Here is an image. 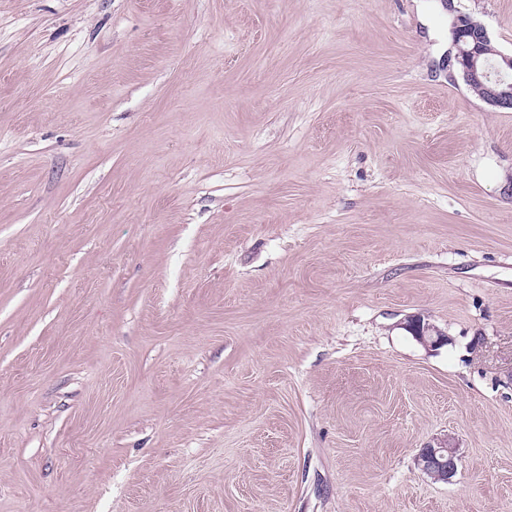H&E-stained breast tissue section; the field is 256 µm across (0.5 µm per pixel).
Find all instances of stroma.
<instances>
[{"instance_id":"35a3bbf8","label":"stroma","mask_w":512,"mask_h":512,"mask_svg":"<svg viewBox=\"0 0 512 512\" xmlns=\"http://www.w3.org/2000/svg\"><path fill=\"white\" fill-rule=\"evenodd\" d=\"M460 14L512 53V0H0V512H512ZM406 328L419 342L429 347H436L444 337L438 329L429 323H424L421 319H411ZM439 446L422 448L417 459L423 474L434 483H448L456 474L458 456L456 448L443 441Z\"/></svg>"}]
</instances>
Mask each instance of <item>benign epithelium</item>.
I'll list each match as a JSON object with an SVG mask.
<instances>
[{
    "instance_id": "1",
    "label": "benign epithelium",
    "mask_w": 512,
    "mask_h": 512,
    "mask_svg": "<svg viewBox=\"0 0 512 512\" xmlns=\"http://www.w3.org/2000/svg\"><path fill=\"white\" fill-rule=\"evenodd\" d=\"M456 62L464 82L481 93V100L494 109L512 110V54L494 48L485 26L469 16H456L452 27ZM406 328L422 344L435 347L443 334L419 319ZM456 448L443 441L439 446L421 449L417 464L434 483L449 482L457 471Z\"/></svg>"
}]
</instances>
